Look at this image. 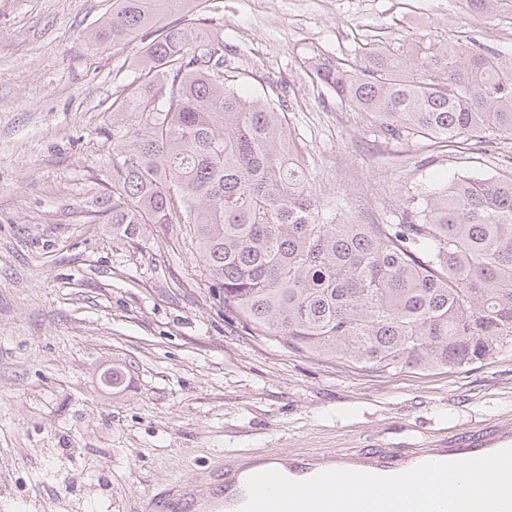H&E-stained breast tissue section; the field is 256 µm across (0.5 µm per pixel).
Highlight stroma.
<instances>
[{
    "label": "stroma",
    "instance_id": "stroma-1",
    "mask_svg": "<svg viewBox=\"0 0 512 512\" xmlns=\"http://www.w3.org/2000/svg\"><path fill=\"white\" fill-rule=\"evenodd\" d=\"M112 0H0V512H149L178 482L267 452L431 447L512 423V351L377 375L228 319L186 232L114 239L89 218L112 175V103L140 40L90 44ZM460 0H206L224 71L286 97L317 189L396 221L407 192L512 170V143L381 140L312 84L319 58L465 34L512 71V24ZM116 370L118 388L102 378Z\"/></svg>",
    "mask_w": 512,
    "mask_h": 512
}]
</instances>
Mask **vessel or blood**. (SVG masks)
<instances>
[{"label":"vessel or blood","instance_id":"vessel-or-blood-1","mask_svg":"<svg viewBox=\"0 0 512 512\" xmlns=\"http://www.w3.org/2000/svg\"><path fill=\"white\" fill-rule=\"evenodd\" d=\"M512 447V426L503 425L491 433L464 432L448 448H412L400 453L371 449L352 453L339 450L321 458H299L277 453L239 468L226 469L204 484H179L156 497L151 512H239L247 499V479L256 473L276 470L295 480H305L328 470H352L390 476L429 461H459L492 454Z\"/></svg>","mask_w":512,"mask_h":512}]
</instances>
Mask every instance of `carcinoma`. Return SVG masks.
I'll return each mask as SVG.
<instances>
[{
    "instance_id": "1",
    "label": "carcinoma",
    "mask_w": 512,
    "mask_h": 512,
    "mask_svg": "<svg viewBox=\"0 0 512 512\" xmlns=\"http://www.w3.org/2000/svg\"><path fill=\"white\" fill-rule=\"evenodd\" d=\"M188 2L112 0L86 31L146 41L137 86L112 103V183L94 219L130 241L184 226L224 313L313 357L390 373L512 349V173L412 194L397 224L336 208L313 186L287 101L241 95L223 38ZM466 4L512 20V0ZM311 73L385 140H512V73L466 38L371 44L359 66L321 58Z\"/></svg>"
}]
</instances>
